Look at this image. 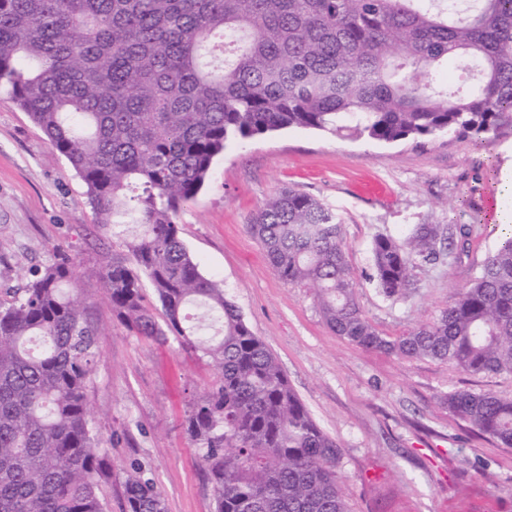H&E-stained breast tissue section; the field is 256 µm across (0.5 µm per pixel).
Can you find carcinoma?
Returning <instances> with one entry per match:
<instances>
[{"mask_svg": "<svg viewBox=\"0 0 512 512\" xmlns=\"http://www.w3.org/2000/svg\"><path fill=\"white\" fill-rule=\"evenodd\" d=\"M469 64L460 90L432 69ZM0 95L26 110L86 186L106 226L134 224V266L98 272L134 336L171 341L214 371L184 428L214 512H347L340 448L317 425L223 284L205 276L178 217L231 143L289 128L384 143L512 135V0H0ZM251 230L285 284L316 288L324 319L352 344L437 359L472 376L512 372V228L438 318L391 338L354 294L342 224L283 190ZM473 225L417 224L374 237L372 278L388 298L417 263L468 249ZM65 255L0 302V512H109L112 463L91 426L88 387L102 329L64 286ZM148 281L163 309L146 306ZM448 412L512 448V399L455 390ZM124 512H165L139 469Z\"/></svg>", "mask_w": 512, "mask_h": 512, "instance_id": "carcinoma-1", "label": "carcinoma"}]
</instances>
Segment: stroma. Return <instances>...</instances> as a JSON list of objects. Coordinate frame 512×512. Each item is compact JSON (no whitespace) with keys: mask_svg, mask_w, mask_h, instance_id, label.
Wrapping results in <instances>:
<instances>
[{"mask_svg":"<svg viewBox=\"0 0 512 512\" xmlns=\"http://www.w3.org/2000/svg\"><path fill=\"white\" fill-rule=\"evenodd\" d=\"M314 197L339 218L367 319L399 336L434 321L476 274L512 220V137L475 145L457 137L393 144L292 128L228 145L178 232L204 274L222 280L253 333L276 357L319 426L338 443L348 512H512V448L478 438L442 403L450 391L512 398V373L471 377L447 363L369 350L334 334L309 284H284L250 230L281 190ZM86 187L28 112L0 99V301L64 253L86 269L77 287L87 319L105 330L89 386L93 427L112 460L103 488L123 512L121 477L154 479L166 512H212L213 490L183 428L214 372L176 343L130 335L112 316L98 270L130 260L103 228ZM472 224L468 256L420 264L404 299L370 278L376 235L416 224Z\"/></svg>","mask_w":512,"mask_h":512,"instance_id":"35a3bbf8","label":"stroma"}]
</instances>
